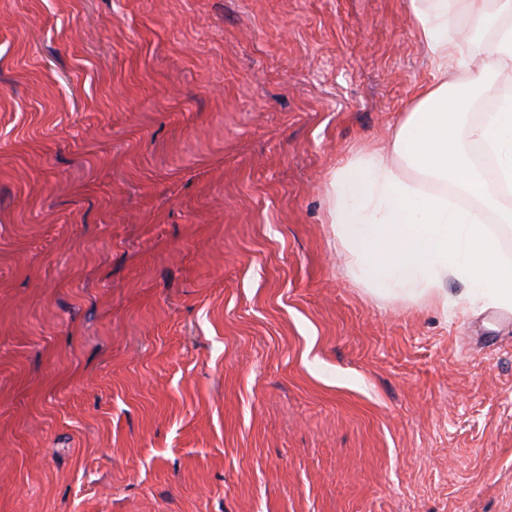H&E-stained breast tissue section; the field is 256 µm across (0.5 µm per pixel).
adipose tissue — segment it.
Returning a JSON list of instances; mask_svg holds the SVG:
<instances>
[{
    "label": "adipose tissue",
    "mask_w": 512,
    "mask_h": 512,
    "mask_svg": "<svg viewBox=\"0 0 512 512\" xmlns=\"http://www.w3.org/2000/svg\"><path fill=\"white\" fill-rule=\"evenodd\" d=\"M413 28L437 68L420 84L414 105L387 145H367L329 176L327 218L357 281L379 297L447 307L445 284L465 281L470 302L512 311V263L486 224L494 212L512 224L501 188L512 187V92L495 90L491 75L512 65V0H408ZM484 34L480 63L460 56L456 31ZM493 111L463 114L460 72ZM414 169L417 180L398 165ZM443 185L420 189L419 180ZM470 206L457 204V197Z\"/></svg>",
    "instance_id": "ef3b65f1"
}]
</instances>
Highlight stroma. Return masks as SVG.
<instances>
[{"mask_svg":"<svg viewBox=\"0 0 512 512\" xmlns=\"http://www.w3.org/2000/svg\"><path fill=\"white\" fill-rule=\"evenodd\" d=\"M431 74L408 0H0V512H512V313L327 222Z\"/></svg>","mask_w":512,"mask_h":512,"instance_id":"1","label":"stroma"}]
</instances>
